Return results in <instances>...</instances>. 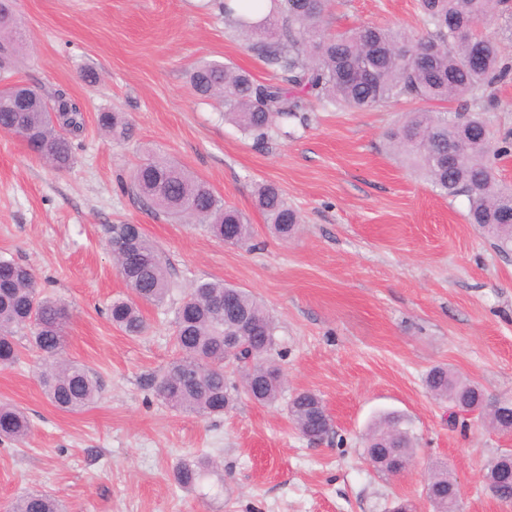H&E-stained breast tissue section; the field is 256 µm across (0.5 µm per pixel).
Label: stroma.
<instances>
[{
    "label": "stroma",
    "mask_w": 512,
    "mask_h": 512,
    "mask_svg": "<svg viewBox=\"0 0 512 512\" xmlns=\"http://www.w3.org/2000/svg\"><path fill=\"white\" fill-rule=\"evenodd\" d=\"M27 34L10 81L80 102L85 131L66 171L18 136L0 133V252L35 269L72 319L67 358L96 373L101 398L78 413L45 397L38 357L0 369V401L25 410L32 430L0 444V512L36 490L66 512H392L425 495L432 463L459 486V512H512L483 490L486 465L512 448L503 433L450 420L427 372L447 366L495 400L512 401V255L468 224L466 197L432 190L386 146L403 102L366 112L314 107L307 125L257 145L189 82L204 61L269 78L264 63L224 24L219 0H12ZM366 24L418 27L416 0H342L331 31ZM496 139L512 141V77L483 99ZM124 113L126 140H104L101 112ZM177 160L245 213L254 251L230 247L199 225L171 221L124 190L152 152ZM276 184L303 222L292 238L270 233L254 204L257 184ZM136 224L159 249L170 293L146 305L147 335L112 326L107 308L127 288L106 228ZM256 296L276 325L286 383L264 406L240 397L219 417L175 412L151 388L176 355L175 310L200 279ZM310 390L331 414L317 442L287 416L291 395ZM396 412L418 438L403 475L375 472L363 437ZM207 454L219 466L192 489L172 470Z\"/></svg>",
    "instance_id": "35a3bbf8"
}]
</instances>
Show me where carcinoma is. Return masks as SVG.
Segmentation results:
<instances>
[{
  "mask_svg": "<svg viewBox=\"0 0 512 512\" xmlns=\"http://www.w3.org/2000/svg\"><path fill=\"white\" fill-rule=\"evenodd\" d=\"M332 0H224V21L275 74L266 81L230 63L204 61L190 76L197 96L223 109L255 143L267 141L290 120L305 122V96L323 106L366 111L406 100L418 107L405 113L387 134L388 145L403 156L438 193L468 198L467 219L493 239L499 251H512V191L502 189L494 174L495 160L512 152V143L496 146L490 129L475 111L466 117L429 103H448L462 96L475 102L512 73L502 62L501 40L484 31L485 20L498 14L512 20V0H418L420 27L362 25L346 33L327 32ZM24 37L12 13L0 3V70L19 52ZM477 56L481 66L470 67ZM98 123L108 139L130 137L128 123L115 112H102ZM85 117L66 93L45 100L35 89L17 83L0 87V132L20 136L41 159L63 171L75 163L73 138ZM129 188L154 210L173 219L203 225L215 238L241 249L254 246L247 216L224 201L206 181L167 157H150L130 174ZM255 205L271 231L290 237L302 223L281 190L261 183ZM107 245L118 242L126 251L111 250L129 297L108 306L113 325L130 336H141L147 324L140 305L164 303L169 286L161 255L136 224H111ZM231 296L240 315L255 328L243 342L237 369L241 385L224 374V337L235 334L234 321L220 302ZM68 305L43 294L36 273L0 255V367L20 359L19 338L40 360L39 383L59 410L76 412L95 405L101 388L88 367L67 360L70 323ZM178 356L155 385L156 395L171 409L200 417L221 415L243 393L261 405H272L282 392L279 369L270 359L275 349L273 321L251 293L222 279L197 281L182 299L173 321ZM428 392L439 400L470 403L484 397L477 384L459 381L446 366L426 377ZM288 418L304 437L323 440L333 429L324 417L321 398L300 391L289 399ZM489 420L496 429L512 430V403L505 402ZM31 429L24 410L0 403V440L23 441ZM365 453L381 474L397 476L394 460H413L416 443L401 415L380 417L366 438ZM216 466L201 455L184 459L172 471L174 482L191 488ZM500 458L486 467L484 480L495 499L512 501V482L500 477ZM429 485L435 512H455L448 500V471L432 470ZM9 512H65L60 499L33 491L11 503Z\"/></svg>",
  "mask_w": 512,
  "mask_h": 512,
  "instance_id": "carcinoma-1",
  "label": "carcinoma"
}]
</instances>
